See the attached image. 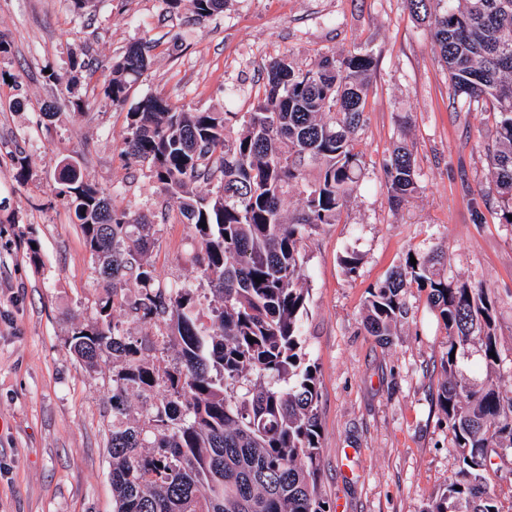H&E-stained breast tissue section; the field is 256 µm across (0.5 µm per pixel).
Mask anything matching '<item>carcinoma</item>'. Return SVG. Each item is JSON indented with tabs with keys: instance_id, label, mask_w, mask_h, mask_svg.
Wrapping results in <instances>:
<instances>
[{
	"instance_id": "cac0c4a2",
	"label": "carcinoma",
	"mask_w": 512,
	"mask_h": 512,
	"mask_svg": "<svg viewBox=\"0 0 512 512\" xmlns=\"http://www.w3.org/2000/svg\"><path fill=\"white\" fill-rule=\"evenodd\" d=\"M407 2L428 23L453 95L496 116L487 156L500 222L508 224L512 0ZM222 5L190 0L199 18ZM372 63L368 53L326 55L303 70L284 54L269 63L249 112L177 110L149 97L129 113L124 153L147 165L192 228L196 286L156 283L149 259L155 214L131 215L77 161L59 162L57 195L109 284L95 320L72 329L69 348L89 370L112 357L113 512H330L319 484V378L304 351L305 246L322 225L336 223L357 187L355 140ZM149 64V47L131 45L113 63L104 96L123 104ZM311 165L318 166L313 181ZM384 174L388 204L397 209L417 189L412 151L396 146ZM199 180L216 190L193 191ZM292 190L302 204L289 215ZM442 265L436 250L407 252L369 288L364 328L388 339L408 314L404 290L426 293L448 335L436 405L452 434L457 472L424 512H501L488 479L493 458L512 454V395L457 372L458 357L477 340L486 367L497 366L490 356L498 352L494 306L488 287L454 283L441 275ZM130 283L137 292L127 299ZM124 306L135 320L164 327L150 348L175 349L172 364L160 368L145 340L124 332L114 316ZM132 392L144 399L137 417L129 413Z\"/></svg>"
}]
</instances>
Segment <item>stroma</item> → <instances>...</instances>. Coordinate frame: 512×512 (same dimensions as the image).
I'll return each mask as SVG.
<instances>
[{
  "instance_id": "stroma-1",
  "label": "stroma",
  "mask_w": 512,
  "mask_h": 512,
  "mask_svg": "<svg viewBox=\"0 0 512 512\" xmlns=\"http://www.w3.org/2000/svg\"><path fill=\"white\" fill-rule=\"evenodd\" d=\"M0 512H113L112 362L87 371L71 352L73 324L95 319L103 284L73 214L57 195L61 159L116 206L140 211L165 201L146 167L123 153L128 114L145 98L188 111L247 112L265 66L288 55L299 68L321 56H373L358 188L336 223L306 246L305 351L318 369L320 486L331 512H424L453 477L452 436L435 401L445 330L418 288L390 343L363 326L368 289L408 251L445 253L448 278L492 290L500 361L486 371L479 345L462 373L512 391V224L493 194L484 146L494 122L466 112L424 24L407 0H224L195 20L188 0H0ZM139 42L151 62L123 104L103 87L112 63ZM61 83L46 81L47 72ZM88 102L79 111L69 95ZM56 102L54 117L43 114ZM411 149L418 188L398 210L386 202L384 163ZM28 177L15 179L17 157ZM41 246L39 263L28 239ZM188 225L160 227L150 261L163 286L197 282ZM360 255L354 276L341 265Z\"/></svg>"
}]
</instances>
